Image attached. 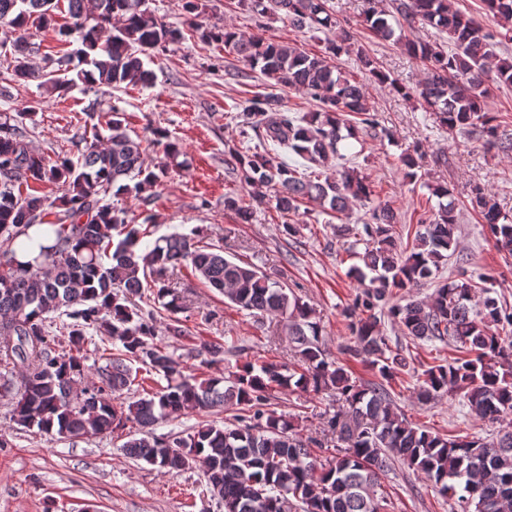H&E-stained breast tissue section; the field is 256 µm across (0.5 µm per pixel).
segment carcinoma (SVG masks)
Listing matches in <instances>:
<instances>
[{
    "label": "carcinoma",
    "instance_id": "obj_1",
    "mask_svg": "<svg viewBox=\"0 0 512 512\" xmlns=\"http://www.w3.org/2000/svg\"><path fill=\"white\" fill-rule=\"evenodd\" d=\"M249 11L264 18L278 15L295 28L315 23L336 27V40L326 53L338 56L354 45V36L327 8L328 0H241ZM492 31L459 11L453 0H399L395 14L375 8L365 13L366 25L379 37L403 47L426 66L427 77L416 90L423 103L450 131L480 128L485 144L504 151L493 118L484 111L487 80L512 85V57L495 52L498 41L512 40V0H482ZM149 0H67L70 22L56 26L60 0H0V26L13 30V61L0 74L1 82L39 79L41 86L65 93L77 83L110 89L148 86L154 73L146 61L167 45L184 38L183 31L156 14ZM421 24L448 35L442 42H415L401 31ZM57 31L79 44L78 69L68 57L57 68L36 72L28 64L31 39ZM203 41H222L251 69L278 84L301 91L321 103L317 112L296 119L273 95L245 101L238 118L266 146L264 152L233 154L241 181L274 190L275 208L288 213L306 200L334 212L356 201L372 204L371 222L357 232L366 238L361 264L349 274L366 285L362 298L345 310L354 344L346 348L353 360L367 363L375 382L352 378L347 365L329 356L313 310L292 292H286L273 273L224 256L220 248H201L194 238L171 235L142 248L140 225L126 219V211L112 198L132 194L143 207V223L153 222L149 206L165 170L145 166L141 143L124 127L119 109L111 107L108 134L93 139L81 135L72 152L51 160L33 150L19 118L36 112L32 100L16 114L0 113V364L16 373V400L12 420L38 435L90 439L111 434L127 423L140 427L123 443L125 453L168 475L199 464L211 497L224 512H288L294 500L299 512H384L377 496L380 478L391 460L434 483L439 491L457 498L462 512H505L512 506V430L497 440L445 438L413 426L395 411L386 385L406 367L399 355H386L375 310L405 335L420 340L451 338L467 355L424 371L417 396L428 401L452 390L464 393L478 416L498 421L512 414V311L496 298L475 299L478 277L459 273L435 289L429 303L409 301L386 306L394 289L411 288L434 275L448 251L456 245L457 204L446 186L433 189L440 202L418 219L410 250L402 251L394 236L397 217L381 201L374 202L372 184L355 169L336 170L324 181H313L291 167L288 152L320 167L339 155L338 143L357 138L348 116L376 126L368 116L362 84L342 75L325 58L295 46L265 39L245 38L230 28L204 29ZM57 186L55 200L39 194L29 182ZM59 205L65 221L47 223L51 243L39 245L28 261L17 257L12 244L28 236V229L44 224L47 209ZM472 210L486 224L498 251L512 255V220L503 215L493 196L476 185ZM189 267L195 277L237 308L249 312L257 329L267 320L287 322L295 363L247 361L228 379L186 378L172 354L154 343L155 313L136 299L144 283L156 289L158 304L172 315L169 333L182 335L176 314L185 310L174 292V277ZM65 309L69 322L52 330L49 314ZM367 313L356 314L357 309ZM94 330L119 344L98 380L85 379V344ZM69 337L58 349L56 333ZM142 363L162 376L166 385L145 397L125 400L135 381L133 364ZM292 386L315 392L334 390L348 407L329 416L321 435L295 430L288 415L268 409L274 394ZM236 405L242 414L234 427L208 420L192 434L170 440L155 437L149 427L182 414L209 413ZM335 448L321 463L314 448Z\"/></svg>",
    "mask_w": 512,
    "mask_h": 512
}]
</instances>
